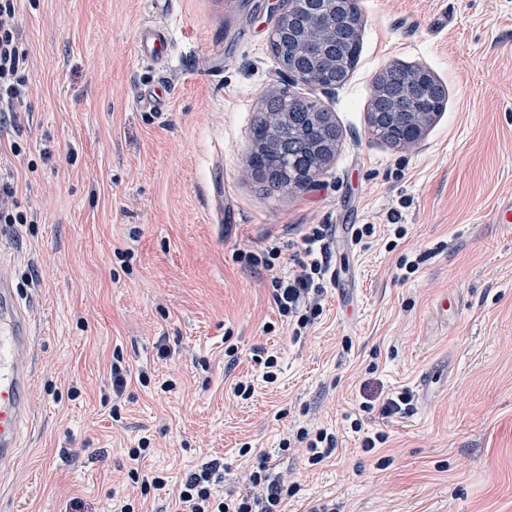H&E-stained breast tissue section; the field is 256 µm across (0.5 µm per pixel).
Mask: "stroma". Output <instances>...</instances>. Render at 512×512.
Instances as JSON below:
<instances>
[{
  "label": "stroma",
  "mask_w": 512,
  "mask_h": 512,
  "mask_svg": "<svg viewBox=\"0 0 512 512\" xmlns=\"http://www.w3.org/2000/svg\"><path fill=\"white\" fill-rule=\"evenodd\" d=\"M273 2L176 0L160 113L135 103L158 75L133 50L150 0H25L30 95L19 121L0 123V149L18 145L8 164L39 221L13 225L24 249L0 248V260L38 277L21 294L39 330L40 431L0 512H113L128 470L178 485L212 460L240 490L263 454L298 473L288 512L318 500L336 512H512V226L492 221L512 201V0H359L361 54L347 81L287 85L335 112L338 150L312 185L269 193L247 158L281 71ZM396 64L427 67L448 87L409 148L368 123L374 77ZM309 224L332 226L343 280L314 338L297 344L270 273L244 255L274 243L289 260ZM346 224L408 234L392 249L378 237L355 246ZM406 256L421 259L408 278ZM260 346L280 358L282 379L239 402L232 386L259 376ZM116 352L153 379L130 381L117 414ZM426 368L437 379L424 393ZM164 380L174 390L161 392ZM402 390L413 410L383 415ZM306 407L342 444L314 471L279 451ZM351 414L387 434L377 454L361 450ZM148 435L160 452L131 459Z\"/></svg>",
  "instance_id": "1"
}]
</instances>
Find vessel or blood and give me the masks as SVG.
I'll return each mask as SVG.
<instances>
[{
    "mask_svg": "<svg viewBox=\"0 0 512 512\" xmlns=\"http://www.w3.org/2000/svg\"><path fill=\"white\" fill-rule=\"evenodd\" d=\"M155 16L137 29L139 58L166 66L173 42L170 18L173 0H152ZM138 106L150 112L168 107L165 78L137 92ZM36 331L29 304L23 303L13 271L0 262V478L18 474L23 435L34 425Z\"/></svg>",
    "mask_w": 512,
    "mask_h": 512,
    "instance_id": "obj_1",
    "label": "vessel or blood"
}]
</instances>
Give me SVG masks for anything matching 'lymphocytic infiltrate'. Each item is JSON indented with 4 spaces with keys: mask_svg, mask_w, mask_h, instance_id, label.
Segmentation results:
<instances>
[{
    "mask_svg": "<svg viewBox=\"0 0 512 512\" xmlns=\"http://www.w3.org/2000/svg\"><path fill=\"white\" fill-rule=\"evenodd\" d=\"M19 0H0V121L17 117L26 102L24 71L29 53L19 33ZM328 225H308L302 234L292 267L286 277L273 280V299L281 317L288 321L294 341L306 340L323 313V301L334 280L330 275ZM283 450L301 451L309 470H316L336 454L335 433L310 421L299 427ZM128 501L118 512H132L131 499L143 496L165 501L174 497L176 512H287L286 500L297 488L293 469H277L270 457H262L251 470L244 490L225 488L224 476L210 461L191 471L179 491H171L164 477L140 478L129 471L123 482Z\"/></svg>",
    "mask_w": 512,
    "mask_h": 512,
    "instance_id": "1",
    "label": "lymphocytic infiltrate"
}]
</instances>
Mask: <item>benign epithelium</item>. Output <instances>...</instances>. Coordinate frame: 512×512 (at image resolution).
Returning a JSON list of instances; mask_svg holds the SVG:
<instances>
[{
	"label": "benign epithelium",
	"mask_w": 512,
	"mask_h": 512,
	"mask_svg": "<svg viewBox=\"0 0 512 512\" xmlns=\"http://www.w3.org/2000/svg\"><path fill=\"white\" fill-rule=\"evenodd\" d=\"M347 4L348 0H280L273 35L290 38L295 33L300 34V39L291 42V54L280 60L288 78L323 89H333L338 85L336 54L326 56L316 69L304 67L301 59L321 44L334 46L361 38L363 20L354 15ZM410 76L416 107L410 112H373L370 116L372 130L398 137L401 145L415 144L424 138L438 116L431 109V104L445 93L440 81L425 67L413 68ZM389 81L388 68L375 76L372 103L386 96ZM284 122L282 113L262 114L263 133L253 138L252 155L259 156L267 151L268 135Z\"/></svg>",
	"instance_id": "benign-epithelium-1"
}]
</instances>
